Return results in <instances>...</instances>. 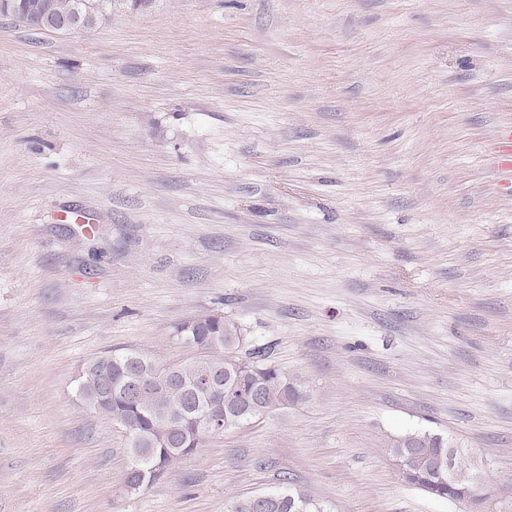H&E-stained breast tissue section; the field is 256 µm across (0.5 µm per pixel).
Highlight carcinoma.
<instances>
[{
    "instance_id": "carcinoma-1",
    "label": "carcinoma",
    "mask_w": 512,
    "mask_h": 512,
    "mask_svg": "<svg viewBox=\"0 0 512 512\" xmlns=\"http://www.w3.org/2000/svg\"><path fill=\"white\" fill-rule=\"evenodd\" d=\"M57 14L74 16L75 27L91 28L112 0H54ZM176 340L196 349L188 360L163 365L139 351H105L86 361L73 380L76 398L88 409L122 427L133 456L145 473L125 475L137 485L152 484L177 459L190 455L206 434L190 419V410L208 405L202 378L216 375L224 389V424L245 421L295 407L306 399L304 386L269 359L266 348L249 344L241 325L214 311L199 313L174 326ZM131 376L161 381V396L131 395L124 382ZM389 454L397 461L402 482L432 496L468 502L477 491L479 462L447 438L419 430L390 439ZM452 454L453 477L438 478L432 461ZM256 503L238 498L231 512H328L326 503L286 485L266 492Z\"/></svg>"
}]
</instances>
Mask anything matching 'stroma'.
Segmentation results:
<instances>
[{"label": "stroma", "instance_id": "35a3bbf8", "mask_svg": "<svg viewBox=\"0 0 512 512\" xmlns=\"http://www.w3.org/2000/svg\"><path fill=\"white\" fill-rule=\"evenodd\" d=\"M512 0H112L0 18V512H229L291 479L329 512H466L403 484L429 430L512 512ZM215 310L307 400L127 491L72 380L191 357ZM80 1L81 11L76 13L74 4ZM58 16H75V27L91 28L100 17H103L104 7L112 4V0H54ZM497 167L505 177V185L512 181V129H499L494 136Z\"/></svg>", "mask_w": 512, "mask_h": 512}]
</instances>
